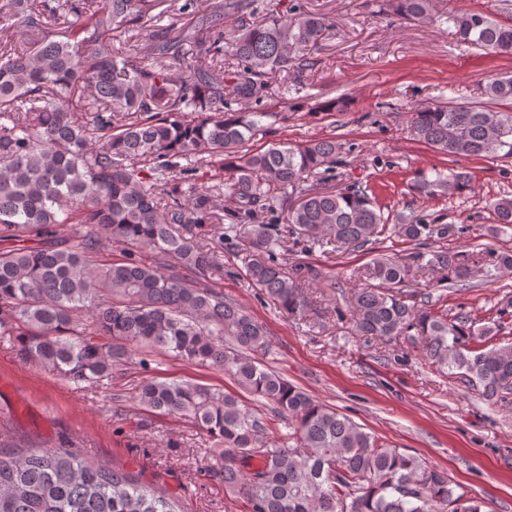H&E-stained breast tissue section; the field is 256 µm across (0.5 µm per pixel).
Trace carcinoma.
Here are the masks:
<instances>
[{
    "instance_id": "cac0c4a2",
    "label": "carcinoma",
    "mask_w": 512,
    "mask_h": 512,
    "mask_svg": "<svg viewBox=\"0 0 512 512\" xmlns=\"http://www.w3.org/2000/svg\"><path fill=\"white\" fill-rule=\"evenodd\" d=\"M170 0H0V338L67 383L106 389L112 371L148 349L223 371L288 434L269 437L261 410L188 380H143L135 398L149 413L189 418L211 437L225 493L246 512H484L448 472L392 448L313 399L254 355L265 326L212 287L224 242L247 238L245 278L283 312L305 318L320 272L288 269L277 251L364 248L396 234L415 246L380 253L358 268L350 305L358 335L407 336L442 373L488 401L512 395V339L477 318L418 307L410 278L452 273L462 288L491 276L482 253L422 250L459 232L426 216L402 217L374 190L309 184L343 162L342 143L309 139L254 151L281 119L264 102L272 77L314 65L334 28L328 16L264 0H215L190 24L161 25ZM400 20L432 19L433 0H387ZM460 45L512 55V25L482 12L446 17ZM32 32L27 46L15 29ZM148 31L146 55L122 45ZM201 30L210 32L206 40ZM231 56L237 67L224 66ZM484 103L445 102L409 113L414 138L450 156L512 154V78L495 79ZM208 168L215 184L197 190ZM235 172L224 181V168ZM470 190L464 172L421 174L423 200ZM294 202H289L291 197ZM494 223L512 226V197L489 202ZM194 224H220L211 242ZM110 245L120 261L100 259ZM154 254L143 262L139 250ZM0 512H182L176 500L70 448L0 439Z\"/></svg>"
}]
</instances>
